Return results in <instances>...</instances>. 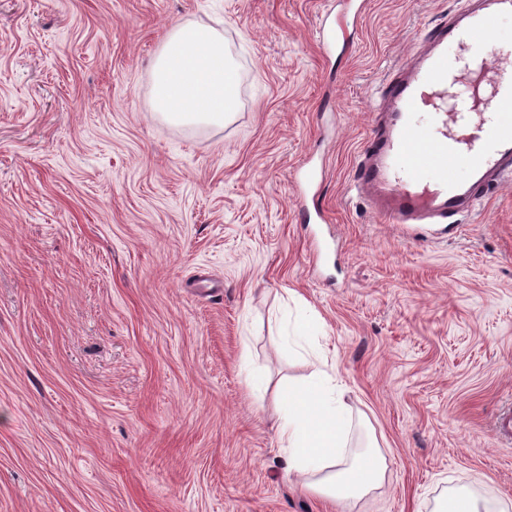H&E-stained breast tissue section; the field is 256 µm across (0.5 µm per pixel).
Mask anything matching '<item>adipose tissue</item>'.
Segmentation results:
<instances>
[{
  "instance_id": "obj_1",
  "label": "adipose tissue",
  "mask_w": 512,
  "mask_h": 512,
  "mask_svg": "<svg viewBox=\"0 0 512 512\" xmlns=\"http://www.w3.org/2000/svg\"><path fill=\"white\" fill-rule=\"evenodd\" d=\"M153 74L154 108L171 123L220 126L237 108L236 66L215 29L172 27ZM346 391L336 374L318 368L304 382L280 386L277 413L286 474L351 512L383 485L387 463L381 448L357 433ZM431 512H512V502L455 485L435 497Z\"/></svg>"
}]
</instances>
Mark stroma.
<instances>
[{"mask_svg":"<svg viewBox=\"0 0 512 512\" xmlns=\"http://www.w3.org/2000/svg\"><path fill=\"white\" fill-rule=\"evenodd\" d=\"M469 2L0 0V512H326L276 429L300 311L386 456L354 512L512 501V184L406 229L350 189L387 74ZM177 24L224 36V126L152 109ZM511 501L483 495L467 486L447 487L434 498L430 512H509Z\"/></svg>","mask_w":512,"mask_h":512,"instance_id":"1","label":"stroma"}]
</instances>
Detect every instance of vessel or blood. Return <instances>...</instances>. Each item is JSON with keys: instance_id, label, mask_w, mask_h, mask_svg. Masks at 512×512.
Instances as JSON below:
<instances>
[{"instance_id": "vessel-or-blood-1", "label": "vessel or blood", "mask_w": 512, "mask_h": 512, "mask_svg": "<svg viewBox=\"0 0 512 512\" xmlns=\"http://www.w3.org/2000/svg\"><path fill=\"white\" fill-rule=\"evenodd\" d=\"M386 82L354 187L382 224H442L512 177V0H475Z\"/></svg>"}]
</instances>
